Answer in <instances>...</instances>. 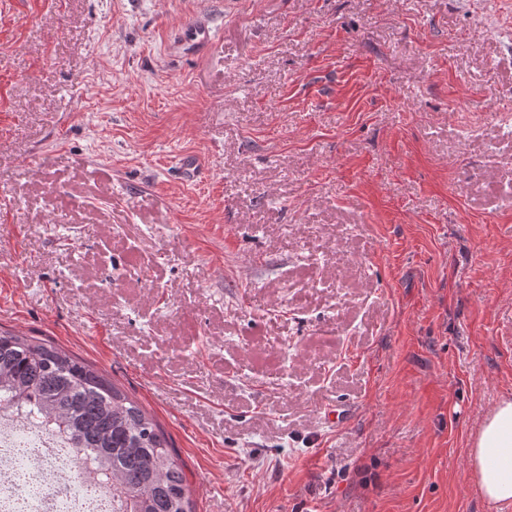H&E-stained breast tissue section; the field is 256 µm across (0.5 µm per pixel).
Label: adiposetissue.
<instances>
[{"label":"adipose tissue","mask_w":512,"mask_h":512,"mask_svg":"<svg viewBox=\"0 0 512 512\" xmlns=\"http://www.w3.org/2000/svg\"><path fill=\"white\" fill-rule=\"evenodd\" d=\"M469 464L484 498L512 502V397L501 398L473 435Z\"/></svg>","instance_id":"1"}]
</instances>
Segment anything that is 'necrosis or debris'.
Here are the masks:
<instances>
[{"instance_id":"1","label":"necrosis or debris","mask_w":512,"mask_h":512,"mask_svg":"<svg viewBox=\"0 0 512 512\" xmlns=\"http://www.w3.org/2000/svg\"><path fill=\"white\" fill-rule=\"evenodd\" d=\"M111 483L78 462L51 426L0 410V512H116Z\"/></svg>"}]
</instances>
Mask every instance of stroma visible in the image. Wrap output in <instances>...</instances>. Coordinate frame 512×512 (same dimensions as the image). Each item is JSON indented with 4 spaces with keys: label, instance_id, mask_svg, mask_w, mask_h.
I'll return each mask as SVG.
<instances>
[{
    "label": "stroma",
    "instance_id": "35a3bbf8",
    "mask_svg": "<svg viewBox=\"0 0 512 512\" xmlns=\"http://www.w3.org/2000/svg\"><path fill=\"white\" fill-rule=\"evenodd\" d=\"M508 90L512 0H0V331L146 409L195 512H502ZM469 464L480 492L493 503L512 502V397L501 398L473 435Z\"/></svg>",
    "mask_w": 512,
    "mask_h": 512
}]
</instances>
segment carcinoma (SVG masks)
Segmentation results:
<instances>
[{"label": "carcinoma", "mask_w": 512, "mask_h": 512, "mask_svg": "<svg viewBox=\"0 0 512 512\" xmlns=\"http://www.w3.org/2000/svg\"><path fill=\"white\" fill-rule=\"evenodd\" d=\"M18 406L65 434L119 497V512H194L183 464L142 406L55 344L0 332V407Z\"/></svg>", "instance_id": "1"}]
</instances>
